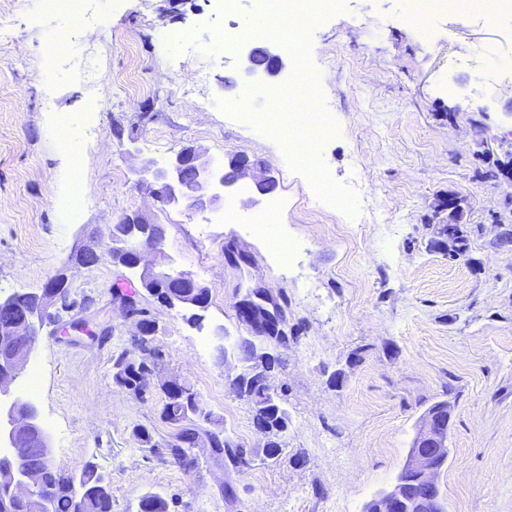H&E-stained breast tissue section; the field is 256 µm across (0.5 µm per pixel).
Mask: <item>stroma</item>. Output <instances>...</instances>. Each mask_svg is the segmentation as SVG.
I'll return each instance as SVG.
<instances>
[{
    "label": "stroma",
    "instance_id": "35a3bbf8",
    "mask_svg": "<svg viewBox=\"0 0 512 512\" xmlns=\"http://www.w3.org/2000/svg\"><path fill=\"white\" fill-rule=\"evenodd\" d=\"M91 20L73 28L42 0H0V297L37 293L89 237L139 211L165 231L166 266L209 290L202 326L182 310L139 299L158 321L162 377L189 383L233 440L262 446L250 403L231 382L237 361L202 340L248 335L237 304L265 290L288 344L270 379L288 410L285 450L249 467L199 452L183 472L160 444L161 393L136 398L112 381V356L136 333L117 292L137 289L133 270L110 258L73 269L71 309L45 324L33 353L43 365L40 421L54 460L67 470L95 462L112 482V512H136L161 492L172 512H363L406 461L433 404L451 407L447 464L437 477L447 512H512V180L496 174L512 157V14L433 12L408 20L409 0H340L309 30L308 61L321 74L324 111L336 126L319 147L331 177L354 193L348 214L321 200L308 177L288 170L280 138L225 113L246 90L240 49L215 32L251 27V0L232 14L216 0H90ZM181 30L185 45L161 42ZM70 53L46 72L51 34ZM205 99L206 108L196 106ZM68 119L72 154L53 139ZM186 148L208 157L248 156L274 178L259 194L251 178L224 192L234 220L164 206L136 183L154 156ZM77 215L61 206L72 189ZM291 250L280 262L251 219L272 197ZM458 196L467 250L449 255L441 233ZM87 320L91 334L63 337ZM159 447H140L134 426ZM235 489L224 498L225 484Z\"/></svg>",
    "mask_w": 512,
    "mask_h": 512
}]
</instances>
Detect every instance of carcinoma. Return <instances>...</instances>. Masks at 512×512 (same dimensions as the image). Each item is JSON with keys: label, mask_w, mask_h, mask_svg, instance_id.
Returning <instances> with one entry per match:
<instances>
[{"label": "carcinoma", "mask_w": 512, "mask_h": 512, "mask_svg": "<svg viewBox=\"0 0 512 512\" xmlns=\"http://www.w3.org/2000/svg\"><path fill=\"white\" fill-rule=\"evenodd\" d=\"M441 233L448 240V254H460L468 247V234L464 225L450 222L443 226ZM11 311L8 317L20 320L31 315L37 307L36 298L31 293H14L9 296ZM224 345L221 353L231 351L241 359L245 367L262 359L259 353L264 342L258 337L223 336ZM147 345L144 341H132L131 347L124 348L112 356L113 382L138 394L142 389L143 379L154 364V360L146 357ZM266 376L260 372L255 377L243 381L241 397L250 402L253 409V423L259 427L264 423L288 427V411L283 406L282 398H274L266 394ZM163 394V405L160 410V420L174 429L171 440L165 442V450L172 463L184 468H191L197 455L194 452L196 438L203 431L202 423L220 425L213 413L207 409L201 395L189 384H182V389L171 391L160 388ZM212 456L224 458L232 466L242 463V456L263 455L274 459L282 453V446L243 448L229 440L216 443L210 449ZM14 469L20 473L37 470L41 473L43 497L33 505L16 501L11 496L9 485L0 482V505L6 504L7 509L0 512H72L73 494H81V512H111L112 498L110 485L106 476L99 471L96 463L85 462L77 472L66 471L51 460L42 456L36 448L24 457ZM166 495L154 492L143 496L138 502V512H171Z\"/></svg>", "instance_id": "obj_1"}]
</instances>
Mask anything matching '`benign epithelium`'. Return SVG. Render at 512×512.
<instances>
[{
	"instance_id": "7a95c632",
	"label": "benign epithelium",
	"mask_w": 512,
	"mask_h": 512,
	"mask_svg": "<svg viewBox=\"0 0 512 512\" xmlns=\"http://www.w3.org/2000/svg\"><path fill=\"white\" fill-rule=\"evenodd\" d=\"M244 74L248 78L262 74L276 75L284 67L281 54L269 46H246L243 48ZM234 165L238 178L253 177L259 194L271 192L273 180L255 175L257 164L246 157H239ZM139 173L140 182L147 183L156 200L162 204L183 203L187 209L204 212L224 205V194L213 190L215 174L212 162L205 154L186 149L175 155L169 162L160 165L146 160ZM121 223L128 225L127 233L121 236V252L132 259L133 267L141 269L142 275L162 281L170 292L162 301L167 308H185L189 298L198 297L203 305L208 293L207 287L191 274L173 269L157 270L147 262L148 255L164 254L165 235L160 225L135 213L126 215ZM104 255L102 239L97 237L89 248L75 253L77 264L84 267L97 265ZM68 287V278L59 273L50 279L39 297L41 306L38 314L30 321L16 322L5 318L0 320V439L11 448L9 458L16 461L31 447L40 448L45 458H52V445L48 433L42 427L37 412L28 403L13 398L7 389L9 384L29 361L34 348L39 324L55 317L51 309L64 307L63 290ZM260 294L248 293L238 304L240 319L252 328L261 327L264 322L259 315L260 306L256 299ZM125 317L134 320L137 335L150 336L147 343L159 332V324L151 315L149 327H144L143 317L134 313L127 301H122ZM451 411L438 406L427 411L419 431L410 448L403 471L415 476L426 491L424 496H411L406 481L398 478L389 490L373 499L365 512H441V501L436 478L448 460V427ZM0 479L10 482L15 499L33 502L40 498L43 486L38 473L29 471L23 475L11 469H1Z\"/></svg>"
}]
</instances>
